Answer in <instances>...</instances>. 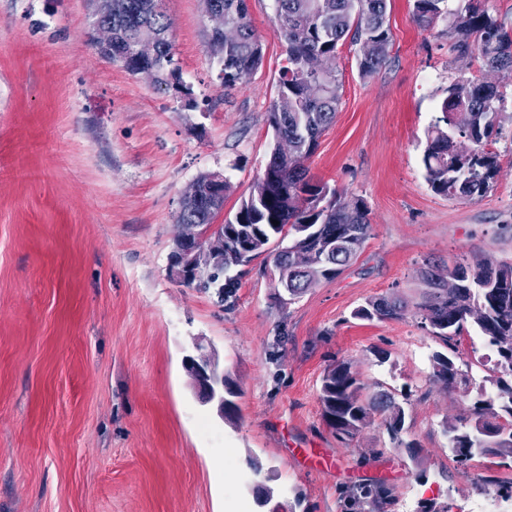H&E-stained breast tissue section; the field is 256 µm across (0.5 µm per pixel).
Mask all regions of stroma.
Segmentation results:
<instances>
[{"label": "stroma", "mask_w": 512, "mask_h": 512, "mask_svg": "<svg viewBox=\"0 0 512 512\" xmlns=\"http://www.w3.org/2000/svg\"><path fill=\"white\" fill-rule=\"evenodd\" d=\"M248 7L264 60L226 90L203 0H165L188 108L97 52L96 0H0V512H265L257 482L281 512H347L345 491L377 480L395 489L387 512H470L512 482L496 457L457 463L443 432L497 375L484 338L463 332L454 361L470 383L448 389L432 381L443 345L413 314L352 316L381 295L418 301L426 264L512 261V81L450 54L446 21L419 27L413 0H389L375 74L360 73L358 45L339 48L338 112L307 162L369 209L353 264L286 304L257 261L225 301L171 276L193 181L224 174L229 219L269 160L287 43L275 0ZM471 75L509 92L501 171L483 199L451 200L421 158L448 86ZM198 341L237 389L230 418L183 367ZM337 361L404 408L417 457L377 414L349 443L330 432L319 388Z\"/></svg>", "instance_id": "1"}]
</instances>
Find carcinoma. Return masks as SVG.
I'll use <instances>...</instances> for the list:
<instances>
[{"label":"carcinoma","mask_w":512,"mask_h":512,"mask_svg":"<svg viewBox=\"0 0 512 512\" xmlns=\"http://www.w3.org/2000/svg\"><path fill=\"white\" fill-rule=\"evenodd\" d=\"M163 0H112L104 22L112 26V55L131 72L136 60L120 57L143 39L153 42L157 58V84L181 98L192 96L188 85L171 83L180 71L169 38L170 22ZM224 10V22L240 29V37L226 43L209 38L220 65L221 85L231 89L263 62V47L249 19L247 0H215ZM416 22L433 27L448 19L449 50L458 57L479 55L484 66L512 80V31L488 10L472 0H413ZM387 0H276V20L288 44L287 65L282 67L278 96L288 99V110L274 100L270 125L274 133L292 142L286 156L270 154L268 165L274 179L257 180L234 215L218 225L214 234L224 237V269L201 284L216 288L221 298L232 296L242 268L262 259V266L277 261L288 265V278L298 281L296 292L305 293L321 280H333L358 256L370 236L371 223L363 201L349 205L336 193L309 176L306 162L318 140L333 123L341 83L336 72L308 75L305 62L315 55L336 56L345 42L370 44L371 52L359 59L362 75L370 76L387 59L391 32L386 25ZM505 96L499 87L478 78H461L448 87L438 106L423 155L426 180L431 189L450 199L482 198L495 186L499 155L490 149L493 134L504 119ZM219 212L186 203L180 224H212ZM278 224H273V221ZM429 285L415 313L429 332L451 352L467 325L474 326L497 355V367L512 376V262L474 266L456 263L441 271L432 265L422 272ZM407 303L387 296L370 299L356 308L352 317L361 320L399 319ZM433 378L451 388L469 382L446 353L432 355ZM497 391L480 389L466 427L446 424L448 450L456 462L465 464L476 456L493 455L512 462V383L496 380ZM322 417L341 442L356 437L370 424L372 415H384L383 423L397 448L415 453L417 445L402 439L403 407L387 392L366 393V387L351 365L336 362L325 369L320 384ZM370 500L392 505L396 497L382 484L361 487L354 502Z\"/></svg>","instance_id":"obj_1"}]
</instances>
